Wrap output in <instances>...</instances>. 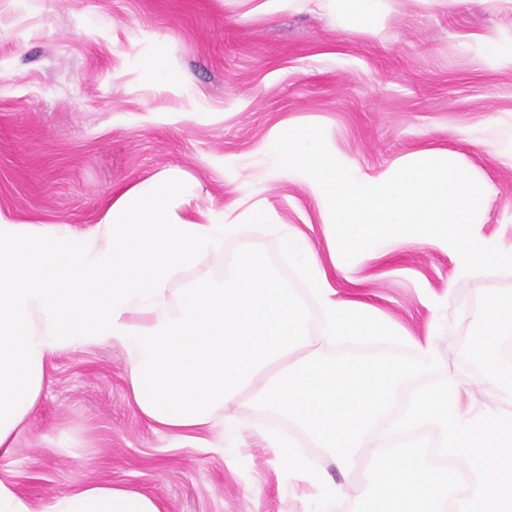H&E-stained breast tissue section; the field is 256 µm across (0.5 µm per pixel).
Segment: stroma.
I'll return each instance as SVG.
<instances>
[{"instance_id": "stroma-1", "label": "stroma", "mask_w": 512, "mask_h": 512, "mask_svg": "<svg viewBox=\"0 0 512 512\" xmlns=\"http://www.w3.org/2000/svg\"><path fill=\"white\" fill-rule=\"evenodd\" d=\"M512 37L502 0H0V212L41 224L94 227L112 190L177 168L202 183L190 209L260 202L272 231H244L224 259L261 253L310 321L318 309L285 254L279 224L296 226L327 262L340 298L365 301L408 335L433 333L431 376L476 382L469 347L490 299L512 297V273L462 275L442 249L396 247L382 258L331 261L325 224L306 185L270 177L283 131L323 126L355 177L375 179L445 150L489 198L474 232L512 246V168L487 145L512 147V66L480 42ZM152 62L153 77L144 74ZM126 357L107 347L53 357L45 397L18 451L0 460L18 490L48 502L109 476L151 493L165 512H305L269 449L226 453L154 430L130 401ZM74 442L56 449L60 432Z\"/></svg>"}]
</instances>
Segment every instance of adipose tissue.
I'll list each match as a JSON object with an SVG mask.
<instances>
[{
	"instance_id": "ef3b65f1",
	"label": "adipose tissue",
	"mask_w": 512,
	"mask_h": 512,
	"mask_svg": "<svg viewBox=\"0 0 512 512\" xmlns=\"http://www.w3.org/2000/svg\"><path fill=\"white\" fill-rule=\"evenodd\" d=\"M199 182L171 170L113 192L99 224H33L0 213V455L23 437L57 353L96 346L122 350L134 406L156 427L198 448L240 433L227 415L241 397L288 420L314 447L352 468L394 406L398 384L437 367L432 338L413 340V360L326 355L327 346L361 336L402 339L372 306L338 298L317 254L294 226L280 225L289 256L321 310L318 327L285 282L247 250L229 272L180 282L224 254L240 225L223 207L189 211ZM512 300H491L480 320V373L497 380V408L512 412ZM256 435L301 489L311 512H342L363 493L310 467L287 438ZM0 512H164L153 495L109 480L72 485L44 506L0 473Z\"/></svg>"
}]
</instances>
